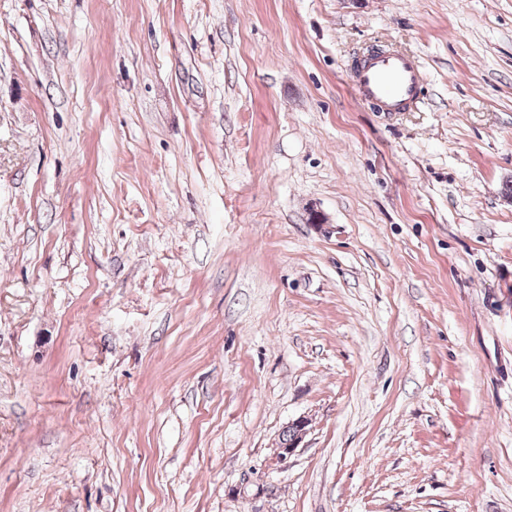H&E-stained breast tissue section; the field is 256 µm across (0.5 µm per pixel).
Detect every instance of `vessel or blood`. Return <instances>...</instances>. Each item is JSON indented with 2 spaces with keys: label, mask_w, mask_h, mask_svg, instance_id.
<instances>
[{
  "label": "vessel or blood",
  "mask_w": 512,
  "mask_h": 512,
  "mask_svg": "<svg viewBox=\"0 0 512 512\" xmlns=\"http://www.w3.org/2000/svg\"><path fill=\"white\" fill-rule=\"evenodd\" d=\"M350 78L359 98L384 112L405 111L418 99L423 80L414 58L386 51L359 60Z\"/></svg>",
  "instance_id": "1"
}]
</instances>
